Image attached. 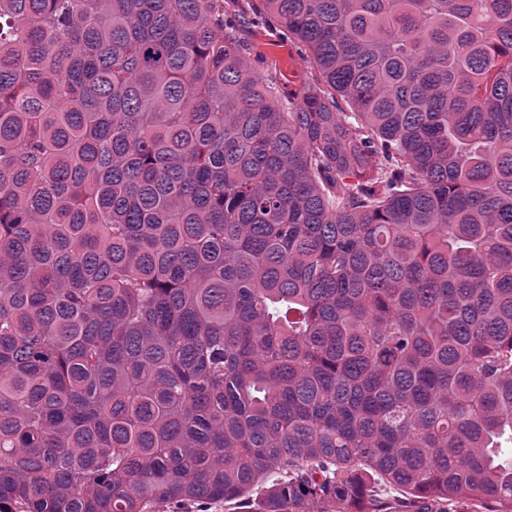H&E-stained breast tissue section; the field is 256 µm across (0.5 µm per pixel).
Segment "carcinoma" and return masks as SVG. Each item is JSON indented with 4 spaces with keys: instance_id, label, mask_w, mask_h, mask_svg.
I'll return each mask as SVG.
<instances>
[{
    "instance_id": "1",
    "label": "carcinoma",
    "mask_w": 512,
    "mask_h": 512,
    "mask_svg": "<svg viewBox=\"0 0 512 512\" xmlns=\"http://www.w3.org/2000/svg\"><path fill=\"white\" fill-rule=\"evenodd\" d=\"M387 487L512 512V0H0V512ZM241 34L262 56V72L273 79L286 99L288 93H299L319 77L301 45L293 38L284 39L277 25L270 22L267 25H250Z\"/></svg>"
}]
</instances>
